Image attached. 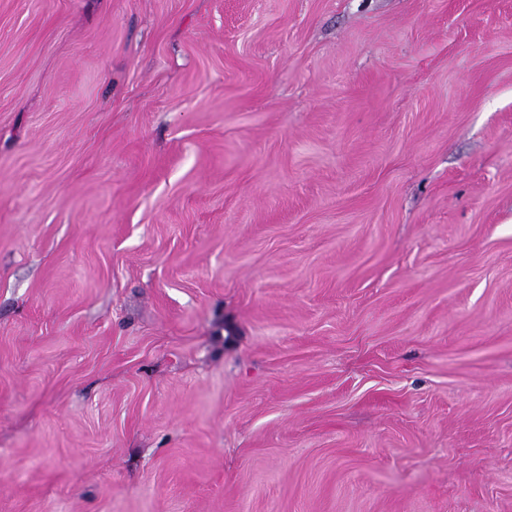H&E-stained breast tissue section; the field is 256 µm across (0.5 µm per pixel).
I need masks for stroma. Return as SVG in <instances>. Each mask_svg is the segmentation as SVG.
<instances>
[{
	"instance_id": "35a3bbf8",
	"label": "stroma",
	"mask_w": 512,
	"mask_h": 512,
	"mask_svg": "<svg viewBox=\"0 0 512 512\" xmlns=\"http://www.w3.org/2000/svg\"><path fill=\"white\" fill-rule=\"evenodd\" d=\"M0 512H512V0H0Z\"/></svg>"
}]
</instances>
